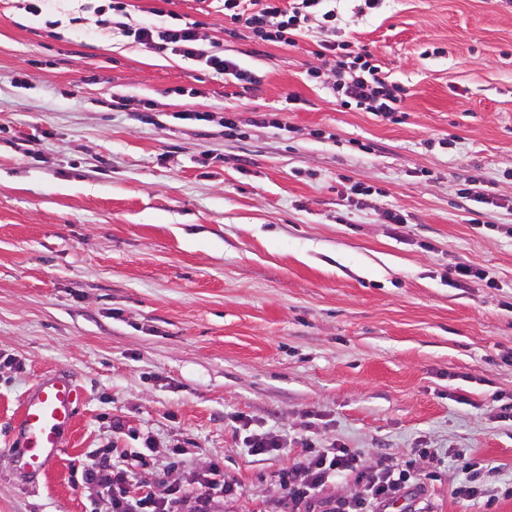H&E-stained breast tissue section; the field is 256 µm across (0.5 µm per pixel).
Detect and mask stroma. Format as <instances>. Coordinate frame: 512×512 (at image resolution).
<instances>
[{"label":"stroma","mask_w":512,"mask_h":512,"mask_svg":"<svg viewBox=\"0 0 512 512\" xmlns=\"http://www.w3.org/2000/svg\"><path fill=\"white\" fill-rule=\"evenodd\" d=\"M104 2L0 0V512H112L82 479L104 452L161 498L219 462L217 512H274L307 439L411 469L423 512H483L451 490L489 464L512 512V0H336L337 39L405 90L396 121L335 102L318 30L276 46L174 0L260 75L244 93L98 24ZM57 374L82 401L43 476L18 419Z\"/></svg>","instance_id":"1"}]
</instances>
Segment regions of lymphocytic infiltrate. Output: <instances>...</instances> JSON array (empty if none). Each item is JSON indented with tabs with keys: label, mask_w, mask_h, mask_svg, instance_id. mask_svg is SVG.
<instances>
[{
	"label": "lymphocytic infiltrate",
	"mask_w": 512,
	"mask_h": 512,
	"mask_svg": "<svg viewBox=\"0 0 512 512\" xmlns=\"http://www.w3.org/2000/svg\"><path fill=\"white\" fill-rule=\"evenodd\" d=\"M173 0H162L155 7L156 15L168 16L165 27L149 24H128V0H110L108 9L122 18V33L133 42L194 60H203L207 67L229 76L242 89L249 90L260 82L252 70L241 67L233 58L203 48L193 23L182 21L172 11ZM326 0H222L225 19L245 28L257 40L278 45L296 46L298 37L308 31L311 22H318L323 37L318 54L331 57L333 82L331 90L341 106L356 108L385 118L399 112L403 89L392 82L381 64L364 50H354L351 42L336 39V11L326 7ZM306 459L288 471L287 507L289 512H312L322 507L326 512H386L398 493L410 489L414 475L393 473L390 468L359 470L357 457L346 448H319L305 441ZM355 473L357 490L348 498L327 495L326 490L336 477ZM211 478L201 493L194 497L170 489L167 497L156 498L146 491L138 495L128 490L133 469L124 457H100L82 478L106 491L112 512H211V505L231 488L220 478L219 463H211Z\"/></svg>",
	"instance_id": "f902f5d3"
}]
</instances>
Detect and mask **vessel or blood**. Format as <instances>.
<instances>
[{
	"instance_id": "1",
	"label": "vessel or blood",
	"mask_w": 512,
	"mask_h": 512,
	"mask_svg": "<svg viewBox=\"0 0 512 512\" xmlns=\"http://www.w3.org/2000/svg\"><path fill=\"white\" fill-rule=\"evenodd\" d=\"M80 392L59 376L43 382L22 409V455L29 470L49 474L62 452V438L76 422Z\"/></svg>"
}]
</instances>
